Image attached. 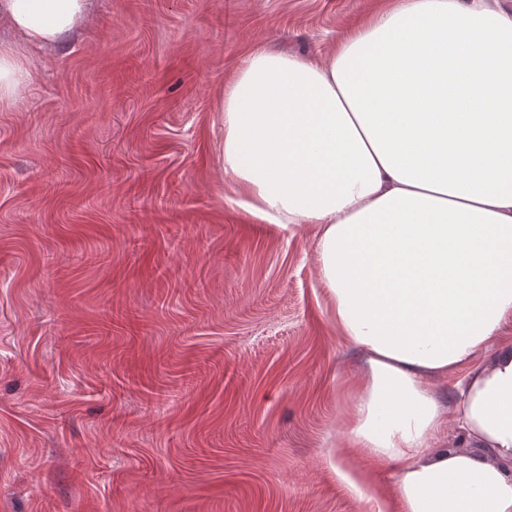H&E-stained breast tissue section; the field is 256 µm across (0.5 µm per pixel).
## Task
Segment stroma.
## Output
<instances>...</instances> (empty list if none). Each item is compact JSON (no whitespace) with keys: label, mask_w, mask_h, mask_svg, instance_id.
<instances>
[{"label":"stroma","mask_w":512,"mask_h":512,"mask_svg":"<svg viewBox=\"0 0 512 512\" xmlns=\"http://www.w3.org/2000/svg\"><path fill=\"white\" fill-rule=\"evenodd\" d=\"M0 105V512H365L313 230L245 213L217 101L395 0H97Z\"/></svg>","instance_id":"obj_1"}]
</instances>
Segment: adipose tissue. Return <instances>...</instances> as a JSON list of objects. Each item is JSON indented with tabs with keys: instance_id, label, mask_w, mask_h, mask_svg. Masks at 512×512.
Wrapping results in <instances>:
<instances>
[{
	"instance_id": "1",
	"label": "adipose tissue",
	"mask_w": 512,
	"mask_h": 512,
	"mask_svg": "<svg viewBox=\"0 0 512 512\" xmlns=\"http://www.w3.org/2000/svg\"><path fill=\"white\" fill-rule=\"evenodd\" d=\"M92 15V0H0L41 49ZM33 77L0 44V103ZM217 110L239 206L313 226L327 305L361 356L337 474L372 507L512 512V12L398 0L327 57L253 52ZM451 428L465 447H444ZM390 465L388 492H370Z\"/></svg>"
}]
</instances>
